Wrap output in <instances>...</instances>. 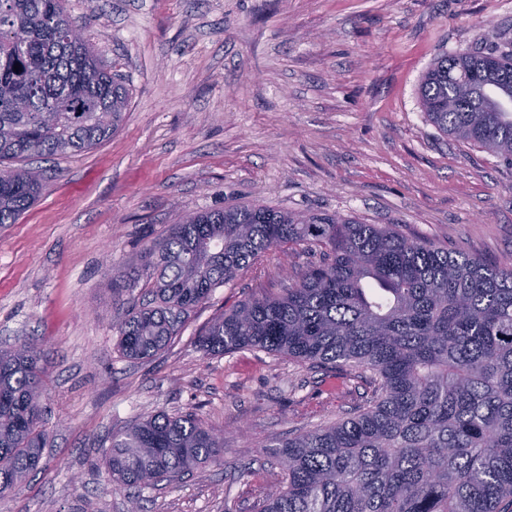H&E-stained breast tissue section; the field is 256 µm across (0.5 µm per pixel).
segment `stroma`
Listing matches in <instances>:
<instances>
[{"instance_id": "35a3bbf8", "label": "stroma", "mask_w": 512, "mask_h": 512, "mask_svg": "<svg viewBox=\"0 0 512 512\" xmlns=\"http://www.w3.org/2000/svg\"><path fill=\"white\" fill-rule=\"evenodd\" d=\"M129 90L120 129L48 162L46 189L0 226V345L36 338L48 365L51 445L0 512H129L102 455L158 412L224 438L208 466L145 493L143 512H252L276 440L351 416L366 378L323 379L255 349L195 339L226 304L286 283L272 249L189 312L147 360L117 348L112 271L189 213L261 204L338 215L485 262L512 260V163L444 135L422 111L434 59L512 37V0H65Z\"/></svg>"}]
</instances>
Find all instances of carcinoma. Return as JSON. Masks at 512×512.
I'll list each match as a JSON object with an SVG mask.
<instances>
[{
    "mask_svg": "<svg viewBox=\"0 0 512 512\" xmlns=\"http://www.w3.org/2000/svg\"><path fill=\"white\" fill-rule=\"evenodd\" d=\"M64 0H0V225L46 187L9 163L84 152L124 120L129 91L86 43L69 41ZM19 69H14V66ZM419 99L459 141L512 160V40L444 54ZM316 242L322 257L278 293L248 296L196 338L371 372L352 416L274 444L278 469L253 512H503L512 504V262L485 263L397 224L303 217L262 205L197 212L146 248L112 298L145 281L117 323L128 359L156 355L182 317L258 254ZM41 347L0 348V493L37 471L49 434ZM224 461V439L195 415L159 412L112 438L104 465L141 512L146 488Z\"/></svg>",
    "mask_w": 512,
    "mask_h": 512,
    "instance_id": "1",
    "label": "carcinoma"
}]
</instances>
